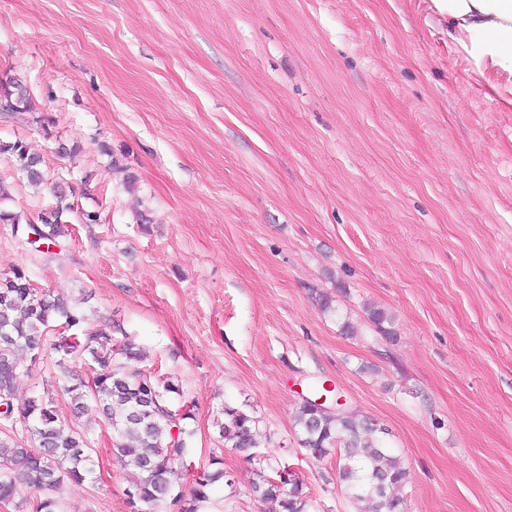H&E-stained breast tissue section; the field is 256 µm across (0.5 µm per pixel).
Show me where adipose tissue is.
<instances>
[{
	"label": "adipose tissue",
	"instance_id": "obj_1",
	"mask_svg": "<svg viewBox=\"0 0 512 512\" xmlns=\"http://www.w3.org/2000/svg\"><path fill=\"white\" fill-rule=\"evenodd\" d=\"M448 45L487 97L512 110V0H431Z\"/></svg>",
	"mask_w": 512,
	"mask_h": 512
}]
</instances>
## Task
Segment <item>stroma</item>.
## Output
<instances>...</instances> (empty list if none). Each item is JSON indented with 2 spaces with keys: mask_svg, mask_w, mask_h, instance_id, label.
<instances>
[{
  "mask_svg": "<svg viewBox=\"0 0 512 512\" xmlns=\"http://www.w3.org/2000/svg\"><path fill=\"white\" fill-rule=\"evenodd\" d=\"M13 76L34 109L0 118V141L26 142L101 221L44 252L0 224V274L90 291V323H119L179 384L188 464L216 454L233 479L202 512H279L251 490L268 463L307 512H353L335 456L294 423L325 380L386 427L403 512H512V110L430 0H0ZM0 184L15 212L55 202L4 155ZM54 398L99 461L66 512H129L111 428ZM227 404L261 419L254 461L218 435Z\"/></svg>",
  "mask_w": 512,
  "mask_h": 512,
  "instance_id": "obj_1",
  "label": "stroma"
}]
</instances>
